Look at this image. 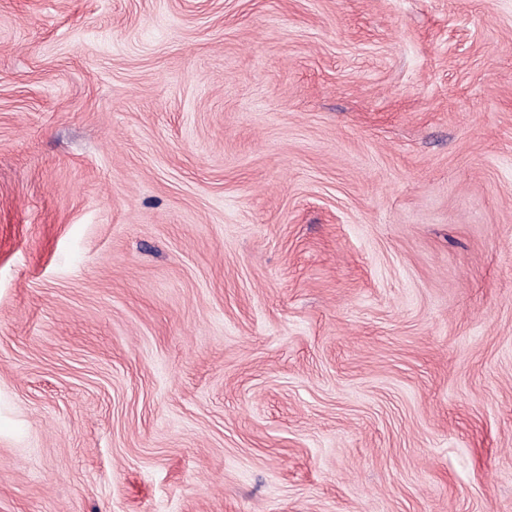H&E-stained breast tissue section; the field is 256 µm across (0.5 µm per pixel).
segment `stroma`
<instances>
[{
    "mask_svg": "<svg viewBox=\"0 0 512 512\" xmlns=\"http://www.w3.org/2000/svg\"><path fill=\"white\" fill-rule=\"evenodd\" d=\"M0 512H512V0H0Z\"/></svg>",
    "mask_w": 512,
    "mask_h": 512,
    "instance_id": "stroma-1",
    "label": "stroma"
}]
</instances>
